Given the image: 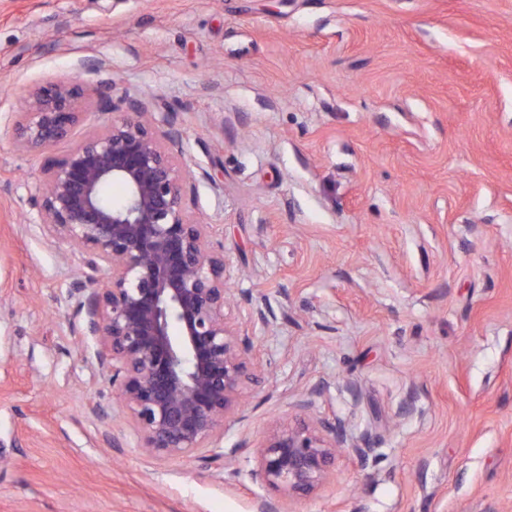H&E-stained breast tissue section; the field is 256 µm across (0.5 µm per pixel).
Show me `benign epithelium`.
Returning a JSON list of instances; mask_svg holds the SVG:
<instances>
[{"instance_id": "obj_1", "label": "benign epithelium", "mask_w": 512, "mask_h": 512, "mask_svg": "<svg viewBox=\"0 0 512 512\" xmlns=\"http://www.w3.org/2000/svg\"><path fill=\"white\" fill-rule=\"evenodd\" d=\"M87 95L77 80L34 90L14 127L18 146L43 153L68 138ZM181 156L175 136L159 134L158 119L132 101L28 189L46 238L76 249L89 269L110 270L104 287L86 288L90 277L71 293L98 338L97 367L120 392L119 412L97 405V417L126 421L157 461L196 457L212 466L224 460L217 442L255 363L232 313L224 247L186 209L196 186ZM114 182L125 187L119 204L104 198ZM334 434L305 420L274 423L258 445L256 475L286 497L313 494L332 475Z\"/></svg>"}]
</instances>
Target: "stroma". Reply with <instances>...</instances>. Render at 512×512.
<instances>
[{"mask_svg": "<svg viewBox=\"0 0 512 512\" xmlns=\"http://www.w3.org/2000/svg\"><path fill=\"white\" fill-rule=\"evenodd\" d=\"M70 78L106 98L21 149L28 92ZM133 100L181 135L188 210L262 359L221 470L152 460L94 416L118 394L85 362L82 262L18 187ZM300 417L347 445L287 500L255 447ZM265 502L512 512V0H0V512Z\"/></svg>", "mask_w": 512, "mask_h": 512, "instance_id": "stroma-1", "label": "stroma"}]
</instances>
